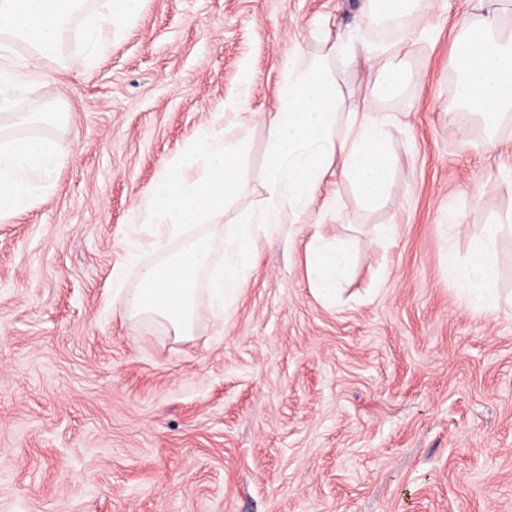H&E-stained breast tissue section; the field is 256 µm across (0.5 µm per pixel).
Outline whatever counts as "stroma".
<instances>
[{"label":"stroma","instance_id":"1","mask_svg":"<svg viewBox=\"0 0 512 512\" xmlns=\"http://www.w3.org/2000/svg\"><path fill=\"white\" fill-rule=\"evenodd\" d=\"M472 0L411 13L406 46L363 0H144L91 70L76 40L45 61L13 112H44L70 161L35 206L0 220V512H512V236L498 308L479 313L448 268L512 213V126L493 150L460 131L451 54ZM378 50L338 64L345 101L382 67L408 82L375 101L394 176L364 202L262 238L232 311L193 336L113 314L112 267L160 167L223 120L246 129L242 188L218 223L265 196L264 114L295 47L323 26ZM397 233L378 239L380 226ZM352 260L336 296L311 288L313 234Z\"/></svg>","mask_w":512,"mask_h":512}]
</instances>
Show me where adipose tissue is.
Masks as SVG:
<instances>
[{
  "label": "adipose tissue",
  "instance_id": "1",
  "mask_svg": "<svg viewBox=\"0 0 512 512\" xmlns=\"http://www.w3.org/2000/svg\"><path fill=\"white\" fill-rule=\"evenodd\" d=\"M136 0H99L82 14L79 0H0V51L21 44L26 62L0 68V109L12 106L15 93L39 78L40 61L58 58L82 19L84 44L74 64L90 69L111 41L121 20L131 15ZM495 10L462 20L453 44L455 100L493 125L512 118V27L503 23L512 0H498ZM326 53L296 51L279 91L275 111L263 118L271 167L261 208L230 224L217 223L224 204L241 187L244 138L227 137L223 125L201 128L187 154L201 163L189 179L182 159L174 158L158 172L135 209V223L150 226L142 247L121 241L112 268V309L123 318L162 324L173 336H191L207 315L225 316L230 298L251 279L259 240L280 224L297 220L313 204L332 168L357 183L364 199L384 196L391 166L383 136V119L373 100L393 94L406 80L397 68L386 69L371 93L344 108L334 60L358 63L368 54L355 41L315 32ZM50 134L37 138L0 135V219L34 206L53 172L66 164ZM512 230V219L488 224L469 264L455 268L472 305L489 310L497 290V245ZM349 259L341 239L313 236L305 247V272L312 288L325 299ZM136 287H128L129 275Z\"/></svg>",
  "mask_w": 512,
  "mask_h": 512
}]
</instances>
